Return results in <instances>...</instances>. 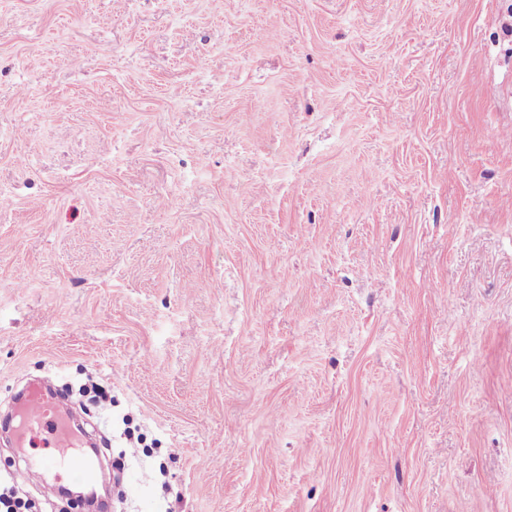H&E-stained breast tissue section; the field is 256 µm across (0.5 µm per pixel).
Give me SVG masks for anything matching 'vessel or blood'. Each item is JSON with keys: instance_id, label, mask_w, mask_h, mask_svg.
<instances>
[{"instance_id": "obj_1", "label": "vessel or blood", "mask_w": 512, "mask_h": 512, "mask_svg": "<svg viewBox=\"0 0 512 512\" xmlns=\"http://www.w3.org/2000/svg\"><path fill=\"white\" fill-rule=\"evenodd\" d=\"M20 422L12 430L14 447H31L42 438L50 453L42 457L43 466L68 472L86 484L98 477L95 461L84 452L83 435L74 428L70 417L62 412L58 397L51 391L30 388L20 403Z\"/></svg>"}]
</instances>
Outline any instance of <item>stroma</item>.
Wrapping results in <instances>:
<instances>
[{
    "label": "stroma",
    "mask_w": 512,
    "mask_h": 512,
    "mask_svg": "<svg viewBox=\"0 0 512 512\" xmlns=\"http://www.w3.org/2000/svg\"><path fill=\"white\" fill-rule=\"evenodd\" d=\"M511 85L512 0H0V415L107 386L110 512H512Z\"/></svg>",
    "instance_id": "stroma-1"
}]
</instances>
